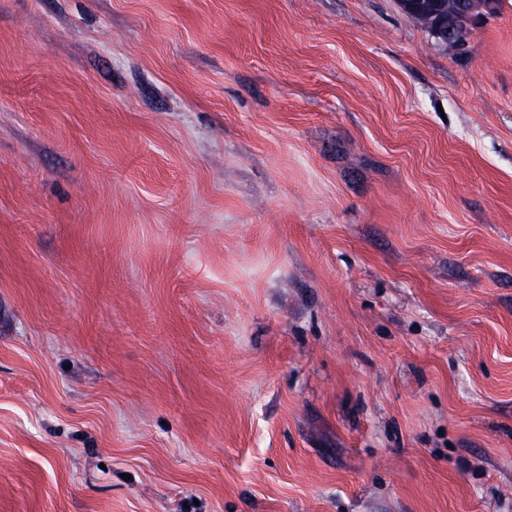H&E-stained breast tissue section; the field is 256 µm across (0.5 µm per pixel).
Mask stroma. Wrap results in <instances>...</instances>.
I'll return each mask as SVG.
<instances>
[{
  "mask_svg": "<svg viewBox=\"0 0 512 512\" xmlns=\"http://www.w3.org/2000/svg\"><path fill=\"white\" fill-rule=\"evenodd\" d=\"M0 512H512V0H0ZM448 1V25L452 27L454 34L456 36V39L448 43L449 47H455L463 45L469 35V22L472 19V17L483 14L484 12L490 13L492 12L497 5L498 0H446ZM453 1H459L463 4L465 9L469 5L472 7V12H465V11H459L454 10L451 7V2Z\"/></svg>",
  "mask_w": 512,
  "mask_h": 512,
  "instance_id": "stroma-1",
  "label": "stroma"
}]
</instances>
